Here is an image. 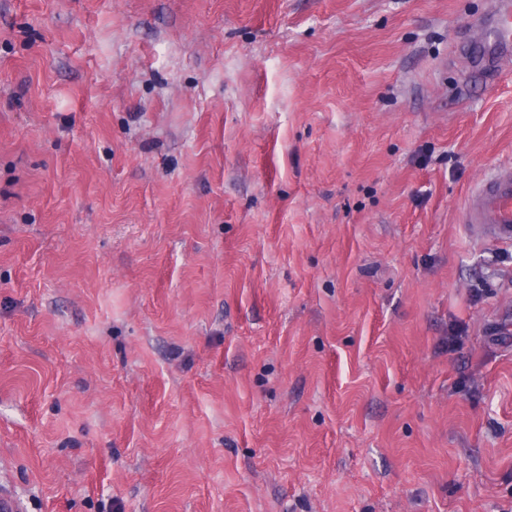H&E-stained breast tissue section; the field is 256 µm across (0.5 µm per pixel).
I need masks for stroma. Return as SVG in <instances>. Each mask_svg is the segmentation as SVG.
<instances>
[{
  "mask_svg": "<svg viewBox=\"0 0 512 512\" xmlns=\"http://www.w3.org/2000/svg\"><path fill=\"white\" fill-rule=\"evenodd\" d=\"M495 0H0V487L22 512H512ZM456 342H449V335ZM467 224H473L478 237L512 241V166L499 167L491 179L467 198L464 206Z\"/></svg>",
  "mask_w": 512,
  "mask_h": 512,
  "instance_id": "35a3bbf8",
  "label": "stroma"
}]
</instances>
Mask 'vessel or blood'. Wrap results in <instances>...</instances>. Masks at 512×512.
Returning a JSON list of instances; mask_svg holds the SVG:
<instances>
[{
  "label": "vessel or blood",
  "mask_w": 512,
  "mask_h": 512,
  "mask_svg": "<svg viewBox=\"0 0 512 512\" xmlns=\"http://www.w3.org/2000/svg\"><path fill=\"white\" fill-rule=\"evenodd\" d=\"M480 31L489 45L502 49L512 47V0H500L496 12L487 19H475L470 31L460 38L469 46L473 31ZM464 218L473 224L474 232L482 238L502 242L512 241V166L498 168L491 179L467 198Z\"/></svg>",
  "instance_id": "vessel-or-blood-1"
}]
</instances>
